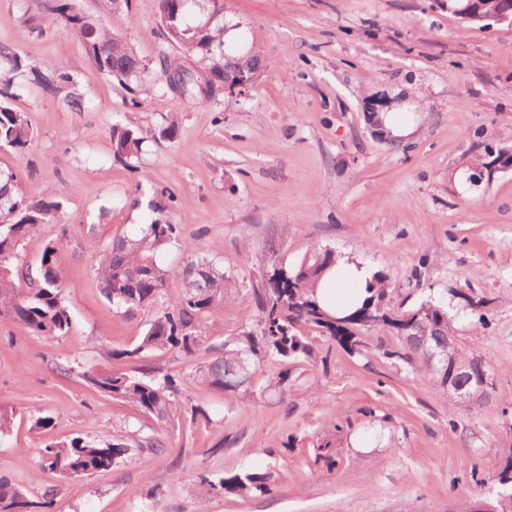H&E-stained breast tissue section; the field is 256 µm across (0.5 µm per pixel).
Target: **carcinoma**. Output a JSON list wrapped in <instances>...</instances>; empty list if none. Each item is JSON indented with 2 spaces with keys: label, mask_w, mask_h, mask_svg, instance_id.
I'll use <instances>...</instances> for the list:
<instances>
[{
  "label": "carcinoma",
  "mask_w": 512,
  "mask_h": 512,
  "mask_svg": "<svg viewBox=\"0 0 512 512\" xmlns=\"http://www.w3.org/2000/svg\"><path fill=\"white\" fill-rule=\"evenodd\" d=\"M49 26L80 38L94 67L104 76L120 82L138 79L146 73L133 49L116 33L119 17L107 22L90 20L75 11L70 0H55ZM160 19L170 44L196 57L207 66V84H224V70H236L251 64L246 53L224 50V6L219 0H160ZM27 83L41 86L57 95L74 83V75L64 70H41L26 62L14 49L0 43V145L16 151L27 149L33 133L25 113L15 109L9 99ZM162 90L185 99H206L191 73H186L180 88L166 82ZM114 158L126 163L138 157L145 142L138 128L112 126ZM481 163L485 176L498 165H512V156L486 150ZM63 199L48 190L21 194L15 174L0 170V321L8 320L34 336L59 339L72 325V314L62 296L56 268V248H46L36 274L17 264L23 242L42 224L59 221ZM178 240L177 225L158 219L143 225L132 236H119L104 247L96 273L102 291L112 307L133 314H150L145 329L127 348L112 350V356L136 361L149 355L179 352L193 357L202 351L215 355L198 364L194 380L218 392L240 391L253 386L256 374L269 361L286 362L311 356V345L302 334L307 327L328 336L352 350L364 345L362 332L388 330L401 340L394 356L412 365L440 389L456 383L452 362L432 364L429 356L451 348L459 361L475 356L462 347L449 317L448 309L433 301L417 308L401 310L387 300V277L380 273L366 288L360 306L348 310L345 324L328 319L314 288L324 272L336 262V253L318 247L292 268H275L253 289L254 308L247 312L245 327L220 346L207 344L198 333L202 317L213 307L224 304V270L207 255L192 254L180 273V295L164 304V290L172 271L158 258L165 247ZM468 309L484 319V297L458 294ZM83 377L98 392L159 421L170 422L178 416L181 382L170 374L142 377L124 372L85 373ZM130 440L113 437L103 446L75 438L59 441L38 450L40 463L68 480L90 476L112 468L129 456ZM273 470H241L216 478L203 474L201 486L212 495L246 497L271 491ZM498 484L506 492L489 501L496 512H512V454L505 458ZM45 503L35 501L7 474L0 473V512H36Z\"/></svg>",
  "instance_id": "cac0c4a2"
}]
</instances>
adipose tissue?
<instances>
[{"mask_svg": "<svg viewBox=\"0 0 512 512\" xmlns=\"http://www.w3.org/2000/svg\"><path fill=\"white\" fill-rule=\"evenodd\" d=\"M372 276L369 266L339 258L318 282L316 297L326 311L336 312L360 301Z\"/></svg>", "mask_w": 512, "mask_h": 512, "instance_id": "obj_1", "label": "adipose tissue"}]
</instances>
